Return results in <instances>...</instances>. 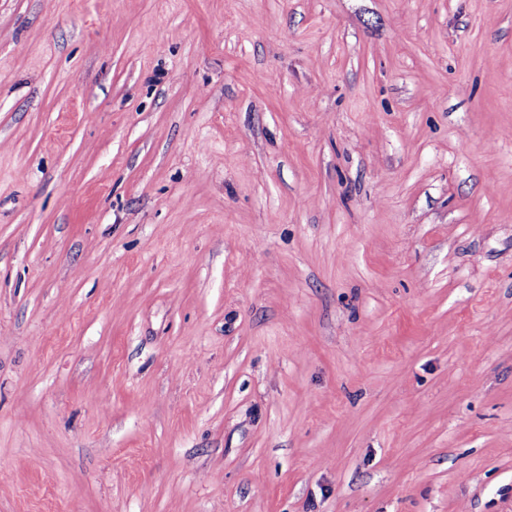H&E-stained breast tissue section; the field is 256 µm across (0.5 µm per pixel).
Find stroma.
Segmentation results:
<instances>
[{"label": "stroma", "instance_id": "stroma-1", "mask_svg": "<svg viewBox=\"0 0 512 512\" xmlns=\"http://www.w3.org/2000/svg\"><path fill=\"white\" fill-rule=\"evenodd\" d=\"M0 512H512V0H0Z\"/></svg>", "mask_w": 512, "mask_h": 512}]
</instances>
